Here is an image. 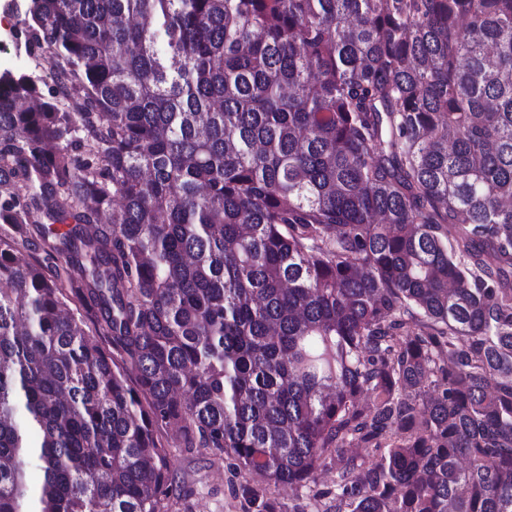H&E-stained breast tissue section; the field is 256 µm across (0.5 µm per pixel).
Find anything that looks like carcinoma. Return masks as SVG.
<instances>
[{
    "instance_id": "cac0c4a2",
    "label": "carcinoma",
    "mask_w": 512,
    "mask_h": 512,
    "mask_svg": "<svg viewBox=\"0 0 512 512\" xmlns=\"http://www.w3.org/2000/svg\"><path fill=\"white\" fill-rule=\"evenodd\" d=\"M21 42L0 512H163L169 428L319 512H512V0H26Z\"/></svg>"
}]
</instances>
